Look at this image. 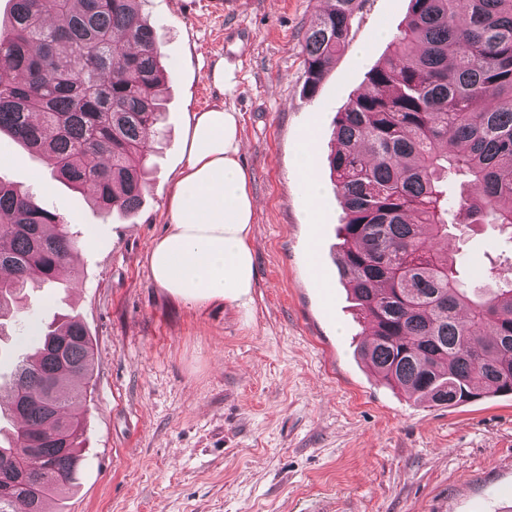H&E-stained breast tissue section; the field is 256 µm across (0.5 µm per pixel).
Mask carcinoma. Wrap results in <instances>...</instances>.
<instances>
[{"label": "carcinoma", "mask_w": 512, "mask_h": 512, "mask_svg": "<svg viewBox=\"0 0 512 512\" xmlns=\"http://www.w3.org/2000/svg\"><path fill=\"white\" fill-rule=\"evenodd\" d=\"M142 0H10L0 23V133L54 162L108 213L135 214L164 106L167 66ZM303 37L304 93L345 48L362 0H329ZM336 119L330 168L344 199L340 280L372 339L361 355L392 389L431 406L512 394V272L466 287L441 242L457 224H492L512 244V0H410L406 23ZM0 336L20 295L68 271L75 239L59 215L0 181ZM92 340L75 316L0 382L19 472L39 493L0 512H52L80 463ZM72 375L62 390L58 375Z\"/></svg>", "instance_id": "1"}]
</instances>
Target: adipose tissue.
<instances>
[{
    "mask_svg": "<svg viewBox=\"0 0 512 512\" xmlns=\"http://www.w3.org/2000/svg\"><path fill=\"white\" fill-rule=\"evenodd\" d=\"M184 148L188 164L169 202L170 230L147 255L152 282L190 305L221 299L243 309L255 286L250 236L257 204L239 115L216 106L196 113Z\"/></svg>",
    "mask_w": 512,
    "mask_h": 512,
    "instance_id": "adipose-tissue-1",
    "label": "adipose tissue"
}]
</instances>
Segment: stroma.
Returning <instances> with one entry per match:
<instances>
[{"label":"stroma","instance_id":"1","mask_svg":"<svg viewBox=\"0 0 512 512\" xmlns=\"http://www.w3.org/2000/svg\"><path fill=\"white\" fill-rule=\"evenodd\" d=\"M327 0H144L170 71L139 210L102 211L41 155L0 136V179L63 216L79 258L65 281L29 289L0 374L57 315L93 342L80 480L58 512H512V397L445 408L414 402L369 369L367 339L337 270L345 211L330 176L336 117L366 87L409 0H363L348 45L314 96L303 37ZM223 62L234 83L215 85ZM239 114L257 200L256 284L248 309L193 306L154 285L147 253L166 234L187 165L193 114ZM318 135L319 197L299 184L296 145ZM470 276L512 253L497 228L449 229Z\"/></svg>","mask_w":512,"mask_h":512}]
</instances>
